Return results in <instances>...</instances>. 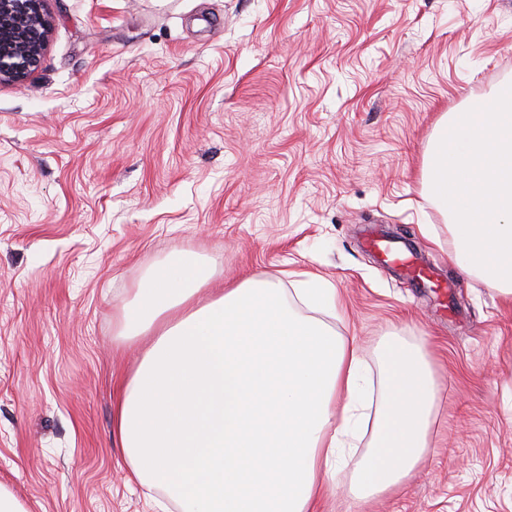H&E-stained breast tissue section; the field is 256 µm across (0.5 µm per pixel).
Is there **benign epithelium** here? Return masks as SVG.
<instances>
[{"label": "benign epithelium", "mask_w": 512, "mask_h": 512, "mask_svg": "<svg viewBox=\"0 0 512 512\" xmlns=\"http://www.w3.org/2000/svg\"><path fill=\"white\" fill-rule=\"evenodd\" d=\"M48 0H0V83H23L41 64L51 41Z\"/></svg>", "instance_id": "7a95c632"}]
</instances>
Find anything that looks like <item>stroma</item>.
<instances>
[{"mask_svg": "<svg viewBox=\"0 0 512 512\" xmlns=\"http://www.w3.org/2000/svg\"><path fill=\"white\" fill-rule=\"evenodd\" d=\"M24 83H0V486L27 512H154L127 480L112 384L131 288L177 251L214 287L327 277L371 374L425 346L431 448L363 512H512V307L423 225L443 113L512 95V0H49ZM433 270L417 285L367 245ZM362 435L319 512H350Z\"/></svg>", "mask_w": 512, "mask_h": 512, "instance_id": "35a3bbf8", "label": "stroma"}]
</instances>
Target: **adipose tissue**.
<instances>
[{
    "label": "adipose tissue",
    "instance_id": "ef3b65f1",
    "mask_svg": "<svg viewBox=\"0 0 512 512\" xmlns=\"http://www.w3.org/2000/svg\"><path fill=\"white\" fill-rule=\"evenodd\" d=\"M422 175L451 260L512 300V99L445 113ZM212 280L195 254H170L117 318V344L149 342L116 380L130 481L162 490L178 512H318L369 420L350 497L399 487L428 452L439 400L421 349L392 336L374 394L357 345L322 319L339 302L328 279L305 273L289 289L280 276Z\"/></svg>",
    "mask_w": 512,
    "mask_h": 512
}]
</instances>
